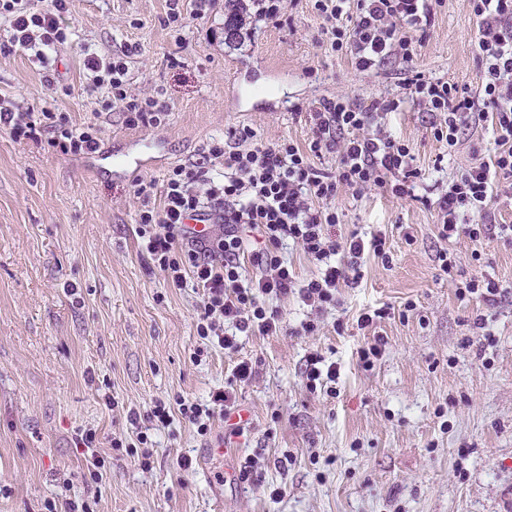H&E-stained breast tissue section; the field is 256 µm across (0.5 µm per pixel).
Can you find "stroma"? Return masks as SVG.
Instances as JSON below:
<instances>
[{
	"instance_id": "35a3bbf8",
	"label": "stroma",
	"mask_w": 512,
	"mask_h": 512,
	"mask_svg": "<svg viewBox=\"0 0 512 512\" xmlns=\"http://www.w3.org/2000/svg\"><path fill=\"white\" fill-rule=\"evenodd\" d=\"M230 9L212 0L178 32L162 23L165 0H77L65 19L76 44L54 61L72 92L56 105L74 122L97 121L100 153L66 156L0 132V512L69 500L88 512H512V194L494 200L481 242L441 240L425 188L492 154L494 134L476 122L447 147L430 131L433 114L402 100L415 71L480 85L470 0H441L430 28L408 31L412 62L370 72L331 51L312 0H288L278 25L252 19L242 45L225 39ZM125 43L136 48L133 90L171 107L163 126H127L80 88L81 45L107 54ZM42 77L24 52L0 54V96L39 104ZM336 94L363 106L403 102L386 122L412 142L424 175L417 200L382 189L335 200L336 235H385L388 260H365L357 287L318 315L319 332L301 334L307 309L291 296L280 303V335L242 337L233 355L206 347L195 329L198 290L167 287L140 251L141 202L125 160H144L140 176L158 182L179 164L218 170L212 139L247 126L264 142H305L308 112ZM443 250L455 260L449 275ZM481 276L498 284L494 301L458 296ZM378 308L386 317L358 329L359 314ZM376 335L386 344L363 368L357 351ZM313 353L337 363L335 396L308 389ZM243 359L255 368L236 393L243 435L220 417L204 436L178 415L150 428L156 401L208 400ZM87 431L104 461L95 477L80 441ZM140 431L153 444L146 469L130 450ZM184 457L190 469L180 468ZM251 459L255 471L241 479ZM272 483L281 498L262 495Z\"/></svg>"
}]
</instances>
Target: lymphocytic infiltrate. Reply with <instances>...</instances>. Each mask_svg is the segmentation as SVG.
<instances>
[{
  "mask_svg": "<svg viewBox=\"0 0 512 512\" xmlns=\"http://www.w3.org/2000/svg\"><path fill=\"white\" fill-rule=\"evenodd\" d=\"M355 2L352 26L341 17ZM477 21L475 46L487 70L475 93L457 84L415 74L408 79L409 97L426 111L439 114L433 127L436 140L455 146L459 129L470 119L490 123L496 150L490 160H476L449 182L436 204L439 236L449 239L465 230L480 241L488 229L490 204L512 192V0H470ZM440 0H314L326 22L332 51L350 56L359 70L376 68L391 57L411 61L413 49L405 34L430 25ZM74 0H50L41 9L30 0H0V18L8 28L0 37V53H30L47 65V87L59 78L49 64L53 53L71 43L63 20ZM131 46L121 45L107 55L85 52V88L102 93L129 126H159L170 106L150 93L133 91L127 60ZM59 86V85H58ZM396 103L375 102L363 107L349 97L323 99L309 114L310 135L305 143L292 139L259 141L248 127L233 129L213 140L210 157L223 160L224 170L211 174L202 166L178 165L163 183L138 179L134 194L142 205L136 214L141 252L146 253L172 288H197L196 332L224 351L239 349L243 335L276 336L283 329L278 300L298 295L316 311L336 307L339 289L349 284L365 255L386 257L385 236L364 239L351 233L344 240L331 234L339 222L334 206L343 191L360 195L373 188H390L400 198H414L423 174L414 167L409 141L374 125L375 114L395 111ZM0 130L17 142L47 143L64 155H92L100 149L99 126L74 123L46 97L39 107L0 98ZM336 153L339 165L328 172L315 166L323 153ZM159 204H152V197ZM198 219L222 225L218 234L191 237L186 222ZM293 242L316 261L321 271L299 282L280 254ZM249 256L256 268L247 275L241 262ZM238 406L232 391L214 392L206 403L182 397L156 402L148 419L169 425L173 414L207 434L214 415L231 418Z\"/></svg>",
  "mask_w": 512,
  "mask_h": 512,
  "instance_id": "f902f5d3",
  "label": "lymphocytic infiltrate"
}]
</instances>
